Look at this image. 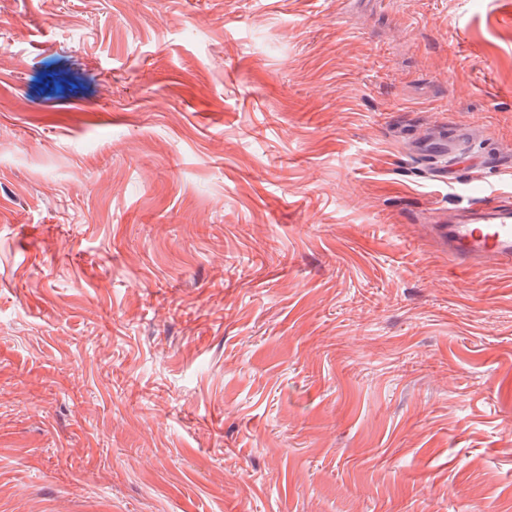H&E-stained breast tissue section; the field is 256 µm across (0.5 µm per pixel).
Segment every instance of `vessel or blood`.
<instances>
[{
  "label": "vessel or blood",
  "instance_id": "1",
  "mask_svg": "<svg viewBox=\"0 0 512 512\" xmlns=\"http://www.w3.org/2000/svg\"><path fill=\"white\" fill-rule=\"evenodd\" d=\"M468 135L464 128L450 137L436 133L417 138L414 148L424 156L444 157V164L435 172L444 181L457 173L464 157L461 145ZM435 233L449 261L472 276L511 265L512 199L485 187L481 202L456 209L448 223L436 225Z\"/></svg>",
  "mask_w": 512,
  "mask_h": 512
}]
</instances>
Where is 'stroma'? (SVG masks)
Returning a JSON list of instances; mask_svg holds the SVG:
<instances>
[{"instance_id":"obj_1","label":"stroma","mask_w":512,"mask_h":512,"mask_svg":"<svg viewBox=\"0 0 512 512\" xmlns=\"http://www.w3.org/2000/svg\"><path fill=\"white\" fill-rule=\"evenodd\" d=\"M460 124L512 153V0H0V512H512ZM468 136L467 129L458 128L450 138L446 134L435 133L431 136L418 137L413 142L415 143L414 148L419 154L439 155L445 158L444 164L436 169L435 176L448 182V176L457 173L466 154L460 146Z\"/></svg>"}]
</instances>
